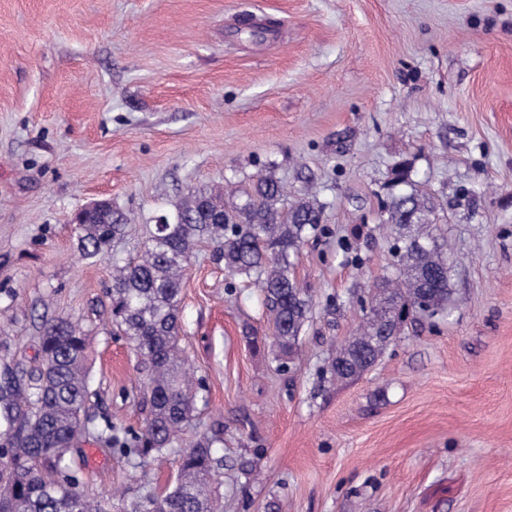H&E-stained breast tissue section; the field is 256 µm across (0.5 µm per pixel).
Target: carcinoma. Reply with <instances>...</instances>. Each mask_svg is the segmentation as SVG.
<instances>
[{"label":"carcinoma","instance_id":"obj_1","mask_svg":"<svg viewBox=\"0 0 512 512\" xmlns=\"http://www.w3.org/2000/svg\"><path fill=\"white\" fill-rule=\"evenodd\" d=\"M392 175L383 209L384 227L401 230L393 245L395 272L382 281L385 307L370 309L353 336L362 348L372 345L387 318H435L448 310V246L434 233L432 210L408 166L395 165ZM244 195L243 203L228 206L218 195L188 194L172 211L180 221L164 230L154 226L140 254L114 266L112 323L132 343L151 405L142 432L127 438L114 433L109 421L101 429L90 426L87 335L71 318L42 324L38 373L6 368L0 381V512H112V498H91L81 488L78 473L66 463L70 448L87 436L103 437L120 453L138 455L143 465L179 438L196 404L186 357L177 345L180 293L201 243L217 246L230 278L259 279L279 367L294 358L311 307L308 289L295 277V260L309 235L329 233L324 204L307 193L288 201V189L271 177L259 178ZM127 227V215L110 204L87 212L78 225L80 258L108 256ZM341 355L331 363L338 379L369 367L353 353L346 360ZM213 443L208 436L191 442L181 455L176 485L131 512H216L222 459L214 456Z\"/></svg>","mask_w":512,"mask_h":512}]
</instances>
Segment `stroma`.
<instances>
[{
  "label": "stroma",
  "instance_id": "35a3bbf8",
  "mask_svg": "<svg viewBox=\"0 0 512 512\" xmlns=\"http://www.w3.org/2000/svg\"><path fill=\"white\" fill-rule=\"evenodd\" d=\"M402 161L454 259L449 315L339 381L331 349L391 271ZM259 176L311 192L333 231L296 260L313 308L295 365L248 344L270 333L264 294L202 244L179 311L195 416L142 467L82 440L86 494L130 512L205 434L222 512H512V0H0V372L40 366L43 321L81 320L90 415L140 431L112 266L188 193L229 203ZM100 199L133 229L91 263L72 217Z\"/></svg>",
  "mask_w": 512,
  "mask_h": 512
}]
</instances>
